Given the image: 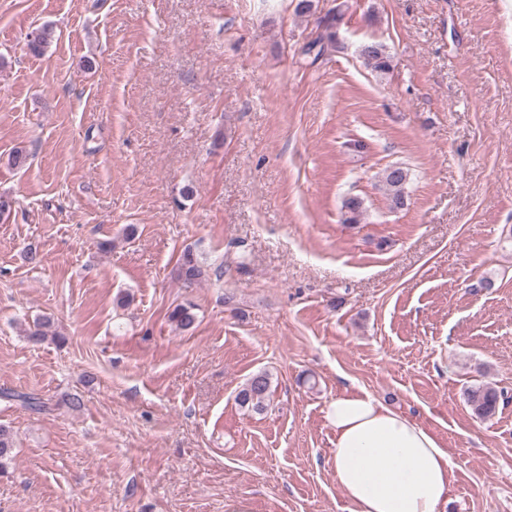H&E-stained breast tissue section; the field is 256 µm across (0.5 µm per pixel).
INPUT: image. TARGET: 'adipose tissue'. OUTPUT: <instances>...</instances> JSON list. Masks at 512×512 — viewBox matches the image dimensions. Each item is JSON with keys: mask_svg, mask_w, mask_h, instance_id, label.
Segmentation results:
<instances>
[{"mask_svg": "<svg viewBox=\"0 0 512 512\" xmlns=\"http://www.w3.org/2000/svg\"><path fill=\"white\" fill-rule=\"evenodd\" d=\"M325 417L351 512H444L454 463L427 428L365 391L337 395Z\"/></svg>", "mask_w": 512, "mask_h": 512, "instance_id": "1", "label": "adipose tissue"}]
</instances>
